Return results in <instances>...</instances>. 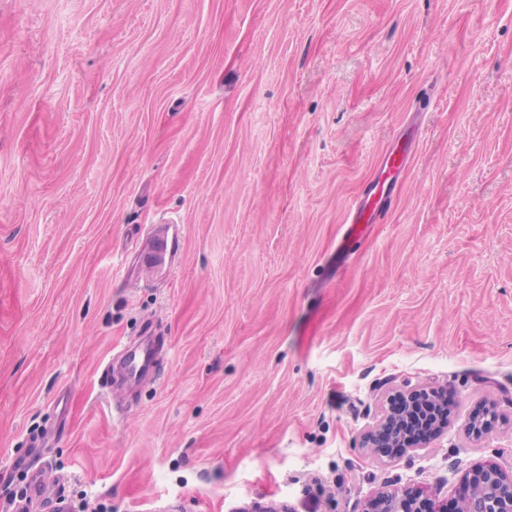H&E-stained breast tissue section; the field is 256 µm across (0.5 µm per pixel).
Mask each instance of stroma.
Instances as JSON below:
<instances>
[{
    "label": "stroma",
    "mask_w": 512,
    "mask_h": 512,
    "mask_svg": "<svg viewBox=\"0 0 512 512\" xmlns=\"http://www.w3.org/2000/svg\"><path fill=\"white\" fill-rule=\"evenodd\" d=\"M156 224L182 254L144 283ZM142 338L155 377L110 390ZM412 387L447 432L373 460ZM35 449L86 512L440 506L512 470V0H0V507ZM386 210L382 206V197L376 199L373 196V200L359 206L351 223L349 224H369L371 222L380 223L384 218ZM427 404L425 418L414 416L415 406ZM448 394L412 388L395 391L386 399L381 419L363 437V448L377 460H393L408 449L428 447L449 427ZM498 420L495 405L488 401L472 411L465 424V431L472 439L479 440L495 428ZM433 510L429 500L417 491L382 490L371 496L365 504L364 512H447Z\"/></svg>",
    "instance_id": "obj_1"
}]
</instances>
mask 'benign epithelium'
I'll return each mask as SVG.
<instances>
[{
  "instance_id": "1",
  "label": "benign epithelium",
  "mask_w": 512,
  "mask_h": 512,
  "mask_svg": "<svg viewBox=\"0 0 512 512\" xmlns=\"http://www.w3.org/2000/svg\"><path fill=\"white\" fill-rule=\"evenodd\" d=\"M428 405L424 418H415V406ZM499 415L491 402L476 407L465 424L469 437L479 440L496 426ZM448 394L412 388L390 394L381 419L363 437V447L377 460H393L401 453L429 446L448 430ZM364 512H448L432 509L417 491L382 490L371 496ZM454 512H512V471L487 462L472 468L463 479V489Z\"/></svg>"
}]
</instances>
